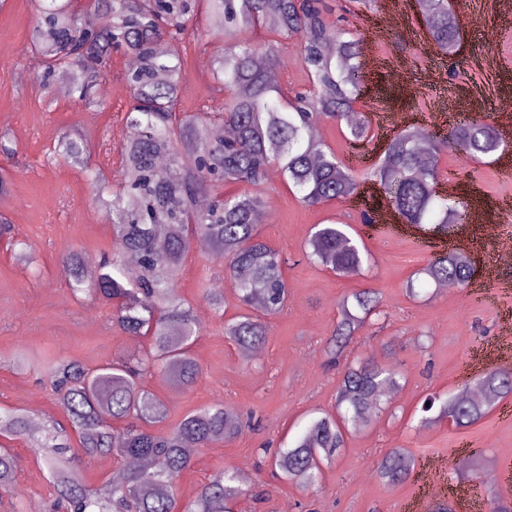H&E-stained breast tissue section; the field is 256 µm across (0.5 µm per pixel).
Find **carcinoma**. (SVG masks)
<instances>
[{
  "instance_id": "obj_1",
  "label": "carcinoma",
  "mask_w": 512,
  "mask_h": 512,
  "mask_svg": "<svg viewBox=\"0 0 512 512\" xmlns=\"http://www.w3.org/2000/svg\"><path fill=\"white\" fill-rule=\"evenodd\" d=\"M322 0H94L101 24L87 27L72 0L52 3L35 18L26 49L41 55L47 84L64 79L72 97L87 108L100 106V79L116 54L134 55L137 65L123 78L132 91L125 123L132 131L121 148L126 168L123 182L111 185L104 172L90 166V152L73 133L61 136L54 153L81 163L100 188L96 202L112 223V255L89 271L80 258L66 259L69 284L111 309V322L122 333L147 338L137 356L95 369L73 361L39 363L24 352L15 364L41 365L69 425L57 421L35 426L21 409L0 414V437L32 438L45 449L42 464L60 512H231L239 493L232 470L215 474L197 496L181 502L177 478L191 458L186 445L224 444L244 426L222 405L186 414L166 432L153 424L165 416V403L144 386L154 370L164 371L176 389L197 382L199 366L191 347L198 339L190 305L181 297L179 281L191 250L222 257L235 283L240 314L224 323V334L245 353L265 339V319L285 310L289 286L285 259L261 236L254 221L262 205L254 189L262 186L271 167L300 194V202L316 206L347 200L360 182L333 150L314 136L320 124L344 123L349 140L370 142L371 127L356 108L360 97V58L364 36L335 27L324 18ZM206 9L212 34L224 39V55L212 62L216 95L212 106L195 113L179 112L183 82L185 36L195 16ZM416 8L434 44L446 55L457 54L462 24L450 0H416ZM265 27L277 36L260 48L239 40L240 31ZM300 40V59L308 85L288 92L281 88L276 61L281 40ZM167 41V50L156 44ZM336 44L337 53L325 51ZM451 136L468 158L496 153L503 145L489 118L464 121ZM441 146L425 130L405 127L387 140L370 170L393 206L411 224H432L446 234L465 220V206L450 204L437 191ZM241 183L251 190L229 195L224 184ZM209 205L196 207L201 192ZM346 224H317L305 243L310 262L336 274L358 271L364 254ZM0 238L17 249L29 265L34 259L14 229L0 224ZM422 273L439 285L461 287L473 276L463 252H441ZM378 293L366 289L343 297L339 320L324 346L325 364L341 370L336 412L312 419L292 446L273 452L262 449L269 466L283 481L314 492L323 468L333 464L351 430L369 425L386 397V386L399 384L400 374L374 357L354 354L357 334L381 314ZM484 398L466 391L452 398L429 395L421 406L429 423L448 421L457 429L480 421L500 399L512 394V373L490 369L475 384ZM78 436L88 458L111 455L120 460L149 457L159 462L150 470L130 471L96 489L85 486L70 433ZM414 460L402 448L385 452L377 474L389 485L406 482ZM17 459L0 444V494H15ZM491 512H512V500L491 488Z\"/></svg>"
}]
</instances>
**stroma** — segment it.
<instances>
[{
	"instance_id": "1",
	"label": "stroma",
	"mask_w": 512,
	"mask_h": 512,
	"mask_svg": "<svg viewBox=\"0 0 512 512\" xmlns=\"http://www.w3.org/2000/svg\"><path fill=\"white\" fill-rule=\"evenodd\" d=\"M328 20L359 30L366 38L359 111L373 122L376 147H383L393 128L381 123L405 116L426 119L430 129L450 132L451 119L467 97L482 100L485 115L512 110V0H454L463 23V43L454 58L440 54L408 10L385 36L373 35L376 10L343 13L342 0H326ZM37 0H0V133L15 143L14 156L0 155L11 185L0 194V217L26 241L39 269L32 276L6 245L0 243V410L24 409L33 420L65 421L50 384L38 370L19 369L13 356L24 350L74 360L95 368L135 354L146 339L130 346L115 330L102 304L76 297L64 258L101 260L112 250L111 223L94 201L86 172L65 160L48 162L45 154L59 137L78 132L88 143L91 163L100 165L110 183L122 179L117 150L127 137L124 114L131 93L119 73L128 58L116 55L112 73L100 94V108L89 109L56 89L41 90L42 65L26 48ZM224 44L203 39L190 46L184 64L181 110L192 112L213 94L210 65L223 55ZM440 192L462 199L467 211L484 221L496 219L502 201H512V147L491 157L469 159L460 151H442ZM260 192L271 220L261 225L266 241L288 263V308L266 321L258 357H244L224 335V322L238 312L225 262L190 252L179 282L200 324L192 347L199 364L192 390L174 389L163 372L147 376L146 386L168 411L157 430L174 426L187 413L221 404L235 414L252 416L253 427L241 430L229 444L197 448L190 467L177 480L180 500L194 498L216 473L233 469L244 477L234 501L236 512H410L425 469L440 467L445 500L456 512H482L484 486L455 469L474 449L484 450V473L500 472L499 488H512L504 449L512 448V396L496 404L478 423L456 429L448 423H421L422 399L431 393L454 396L486 370H512V266L489 267L485 259L512 245V224L496 236L482 235L476 224L458 225L454 236L433 232L431 225L360 222L362 210H377L383 196L377 184L362 181L357 197L314 207L302 205L296 190L281 177L267 178ZM342 221L352 238L362 240L368 259L356 274L345 276L310 263L304 243L314 225ZM459 243L476 261L472 282L444 293L432 284H417L410 298L406 284L438 252ZM222 288L224 312L215 314L207 292ZM372 289L381 298L382 314L363 337L358 351L381 356L385 344L396 348L387 363L403 377L400 396L384 405L369 427L352 431L336 462L326 468L320 489L308 493L273 479L261 463V450L291 443L309 420L333 411L339 370L325 367L323 347L339 316L341 299ZM384 356V355H383ZM19 463L16 495L22 512H51L52 489L40 458L27 439L9 443ZM393 448L407 449L419 465L410 480L385 485L377 460Z\"/></svg>"
}]
</instances>
